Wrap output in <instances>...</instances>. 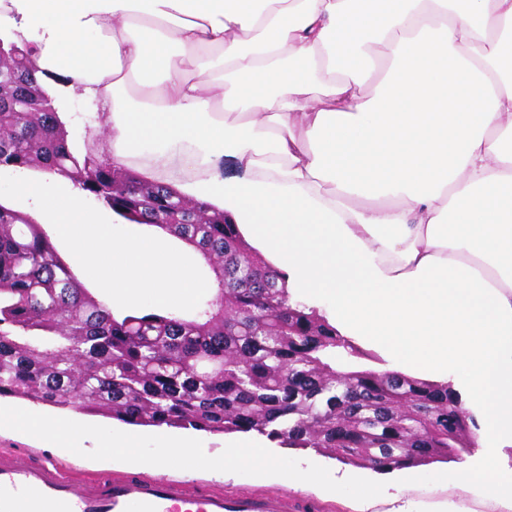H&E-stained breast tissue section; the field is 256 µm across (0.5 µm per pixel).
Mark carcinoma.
<instances>
[{
  "label": "carcinoma",
  "instance_id": "cac0c4a2",
  "mask_svg": "<svg viewBox=\"0 0 512 512\" xmlns=\"http://www.w3.org/2000/svg\"><path fill=\"white\" fill-rule=\"evenodd\" d=\"M35 46L10 42L0 95V169L61 175L123 221L192 245L214 293L192 315L116 316L76 279L43 226L0 204V398L142 427L256 433L390 472L456 459L477 424L450 382L381 362L295 298L224 211L188 200L68 140L31 78Z\"/></svg>",
  "mask_w": 512,
  "mask_h": 512
}]
</instances>
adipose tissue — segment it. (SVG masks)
<instances>
[{"mask_svg":"<svg viewBox=\"0 0 512 512\" xmlns=\"http://www.w3.org/2000/svg\"><path fill=\"white\" fill-rule=\"evenodd\" d=\"M32 31L37 80L55 105H93L100 152L224 209L289 290L394 371L452 382L488 453L437 481L512 512L493 455L512 446V0H0V34ZM227 155L242 177L220 173ZM55 436L139 457L132 431L60 421ZM190 459L357 512H419L409 469L392 494L282 468L254 440L217 461L171 440L148 465Z\"/></svg>","mask_w":512,"mask_h":512,"instance_id":"obj_1","label":"adipose tissue"}]
</instances>
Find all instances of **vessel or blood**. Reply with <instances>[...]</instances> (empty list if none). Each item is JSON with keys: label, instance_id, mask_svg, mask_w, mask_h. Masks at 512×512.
<instances>
[{"label": "vessel or blood", "instance_id": "b4317fda", "mask_svg": "<svg viewBox=\"0 0 512 512\" xmlns=\"http://www.w3.org/2000/svg\"><path fill=\"white\" fill-rule=\"evenodd\" d=\"M285 492L227 496L169 478L129 473L75 481L58 461L0 452V512H304Z\"/></svg>", "mask_w": 512, "mask_h": 512}]
</instances>
